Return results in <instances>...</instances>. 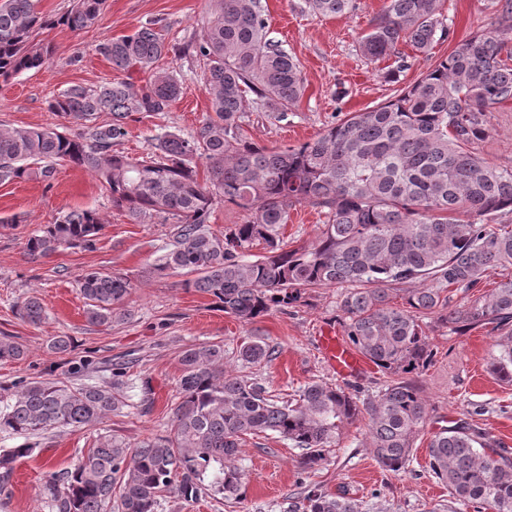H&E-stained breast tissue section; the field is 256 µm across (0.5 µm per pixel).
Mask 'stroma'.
Here are the masks:
<instances>
[{
    "instance_id": "1",
    "label": "stroma",
    "mask_w": 512,
    "mask_h": 512,
    "mask_svg": "<svg viewBox=\"0 0 512 512\" xmlns=\"http://www.w3.org/2000/svg\"><path fill=\"white\" fill-rule=\"evenodd\" d=\"M497 2L445 0L447 40L438 42L430 53L411 52L408 69L393 83L383 77L392 69V60L370 62L358 45L381 13L384 0H354L353 10L337 17L308 12L304 0H261L269 36L298 61L305 92L280 120L247 106L245 137L268 148L294 146L316 138L349 113L385 102L397 87L426 74L458 42L492 29ZM71 3L40 0L38 8L50 25L40 30L38 39L52 53L41 67L0 80L1 127L62 128L63 120L48 107L52 95L74 85L93 88L119 76L96 53L98 43L131 34L150 21L167 42L181 44L199 33L210 9L209 0H105L100 21L74 31L57 22ZM163 65L180 75V97L169 112L129 119L120 149L130 156H147L151 138L159 130L193 134L208 114L209 100L200 79L202 62L170 57ZM477 150L493 164L512 166V100L495 105L489 135ZM73 208L94 209L102 215L104 228L95 250L63 249L30 260L24 249L27 234ZM323 221L317 209L304 203L291 210L282 233L291 246L308 247L315 243ZM168 234V225L158 219L131 221L113 206L91 173L71 164L58 165L48 183L0 182V338L8 337L25 351L23 359L0 363V386L20 376L100 384L111 375L110 362L122 359L129 361L134 381L130 407L103 415L91 427L52 429L38 437L32 455L15 463L8 489L0 494V512H51L42 493L45 473L70 467L81 451L96 447L100 437L136 444L165 434L179 397L180 355L185 349L223 344L228 353L226 371L258 379L286 399L311 381L336 383V376L318 356L315 338L323 325L339 323V288L314 289L306 305L245 324L218 308L213 297L184 287L183 276L153 275L157 251L167 243ZM90 268L131 279L134 289L126 302L125 321L109 327L88 323L75 279ZM31 295L47 312L37 325L20 315L21 303ZM422 328L436 357L416 378L430 416L409 471L395 474L377 463L368 446V420L362 417L342 427L338 444L330 448L329 465L311 476L329 493L366 507L380 497L389 502L391 512H429L448 498L447 487L429 469L427 453L430 436L446 427L482 428L512 458V384L498 381L489 370L497 327L486 324L460 335L426 319ZM58 336L70 337L68 353L51 350L50 343ZM258 337L275 347L274 359L260 365L237 361L236 347ZM145 397L151 401L146 412L140 407ZM239 464L245 472L241 501L229 502L220 494L193 502L167 497L160 512H284L289 498L300 497L298 449L275 439L250 437Z\"/></svg>"
}]
</instances>
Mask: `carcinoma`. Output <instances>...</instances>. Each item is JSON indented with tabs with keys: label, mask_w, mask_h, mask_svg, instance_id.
Wrapping results in <instances>:
<instances>
[{
	"label": "carcinoma",
	"mask_w": 512,
	"mask_h": 512,
	"mask_svg": "<svg viewBox=\"0 0 512 512\" xmlns=\"http://www.w3.org/2000/svg\"><path fill=\"white\" fill-rule=\"evenodd\" d=\"M201 34L169 44L152 24L96 46L112 67L149 73L142 84L128 77L95 88L72 86L48 101L79 135L56 129L1 128L0 181H50L59 163L94 175L113 206L141 222L153 215L173 225L153 273L188 275L183 285L212 296L224 313L245 324L295 308L315 288L343 289L341 320L350 344L389 376L378 392L362 395L312 381L293 401L273 399L257 380L224 372V345L189 348L181 355L179 401L165 435L131 445L111 438L77 457L73 467L47 476L52 512H158L164 494L193 501L213 491L226 499L244 494L238 466L246 438L273 436L300 451L304 473L330 462L328 446L340 427L368 416V436L378 464L406 472L427 421L428 404L410 378L431 366L436 352L419 319L463 333L481 323L504 329L490 372L512 384V277L467 305L451 304L448 289L475 290L494 267L512 268V167L475 152L490 129L494 105L512 100V0H504L498 26L459 42L447 57L392 99L353 112L315 140L285 148L258 146L243 134L246 95L282 118L305 86L296 60L269 37L261 0H213ZM38 0H0V77L44 64L51 53L33 33L46 25ZM104 0H73L58 23L81 30L101 16ZM443 0H386L361 38L371 61L395 57L386 78L406 67L400 45L427 53L448 38ZM323 17L353 9V0H305ZM203 60L201 79L209 115L191 135L158 133L147 160L115 150L127 120L168 112L181 80L157 63L169 54ZM110 120L96 123L97 114ZM205 163L199 179L196 161ZM217 201L244 212L241 223L212 231ZM308 203L324 214L318 241L288 248L281 229L289 212ZM103 228L91 209L63 213L31 233L29 259L62 248L90 249ZM255 245L265 254H250ZM86 318L97 326L127 318L131 280L101 269L76 279ZM418 283V288L406 284ZM401 297L403 306L394 298ZM25 321L46 318L35 297L21 305ZM274 350L261 339L240 345L246 364L268 362ZM23 349L0 341V362L19 360ZM112 381L68 385L19 377L0 389V432L24 439L0 452V491L15 462L29 456L31 439L55 428L86 427L130 406L126 364L115 363ZM429 468L448 486V512H512V461L487 435L465 426L443 428L428 445ZM288 512H362L355 500L317 483L305 486Z\"/></svg>",
	"instance_id": "carcinoma-1"
}]
</instances>
